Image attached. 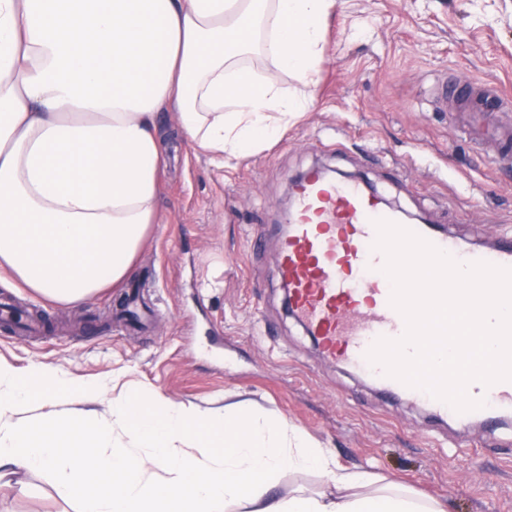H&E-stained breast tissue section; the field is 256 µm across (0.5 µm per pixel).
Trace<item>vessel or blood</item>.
<instances>
[{
    "instance_id": "1",
    "label": "vessel or blood",
    "mask_w": 512,
    "mask_h": 512,
    "mask_svg": "<svg viewBox=\"0 0 512 512\" xmlns=\"http://www.w3.org/2000/svg\"><path fill=\"white\" fill-rule=\"evenodd\" d=\"M463 109L498 111L495 92L467 85L457 90ZM380 196L356 181L326 178L312 170L295 188L288 231L280 236L277 274L288 287L293 315L319 343L323 354L367 374L383 393L418 402L436 416L456 422L512 416V381L486 387L471 383L468 393L485 407L466 413L386 375L366 357L381 337L403 336L406 324L391 305L392 286L383 274L384 254L374 249L375 220H394ZM413 232L460 263L485 261L512 267V234L494 247H472L461 238L426 224Z\"/></svg>"
}]
</instances>
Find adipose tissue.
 <instances>
[{
	"label": "adipose tissue",
	"instance_id": "obj_1",
	"mask_svg": "<svg viewBox=\"0 0 512 512\" xmlns=\"http://www.w3.org/2000/svg\"><path fill=\"white\" fill-rule=\"evenodd\" d=\"M336 0H0V272L62 306L126 279L159 221L157 116L215 160L260 150L305 99L252 64L312 84ZM99 388L0 363V482L54 473L81 512H447L378 474L337 466L283 420L228 407L198 417L159 398L112 423L24 417L37 399ZM127 448L109 447L113 431ZM197 442V456L184 444ZM169 478L154 480L155 469ZM314 469L328 490L281 500L271 480Z\"/></svg>",
	"mask_w": 512,
	"mask_h": 512
}]
</instances>
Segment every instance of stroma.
<instances>
[{"label":"stroma","mask_w":512,"mask_h":512,"mask_svg":"<svg viewBox=\"0 0 512 512\" xmlns=\"http://www.w3.org/2000/svg\"><path fill=\"white\" fill-rule=\"evenodd\" d=\"M316 85L267 60L255 66L307 99L263 149L218 165L173 133L160 221L132 273L73 308L0 283V297L44 313L54 331L0 327V362L51 367L104 385L97 401L34 408L105 424L114 400L156 396L207 415L242 402L296 426L337 464L384 475L448 512H512V418L496 430L435 420L325 358L284 302L276 240L293 179L311 169L355 174L392 204L479 248L512 232V167L470 138L440 102L439 80L484 83L512 115V0H338L326 21ZM51 473L18 471L0 512H79Z\"/></svg>","instance_id":"obj_1"}]
</instances>
